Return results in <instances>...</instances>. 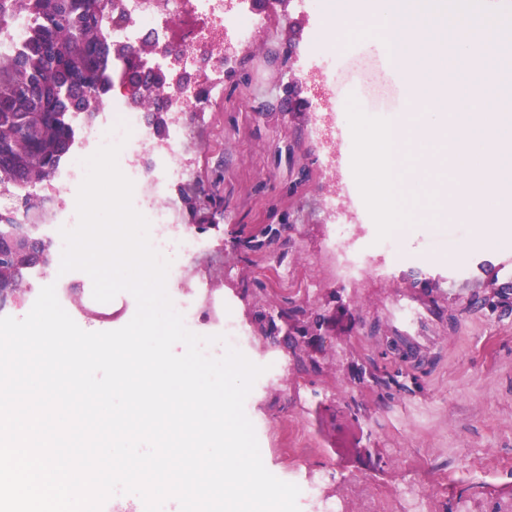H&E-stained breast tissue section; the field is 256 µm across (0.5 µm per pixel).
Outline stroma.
Listing matches in <instances>:
<instances>
[{"label": "stroma", "instance_id": "35a3bbf8", "mask_svg": "<svg viewBox=\"0 0 512 512\" xmlns=\"http://www.w3.org/2000/svg\"><path fill=\"white\" fill-rule=\"evenodd\" d=\"M250 8L263 25L251 43L228 37L222 99L189 116L183 146L198 177L170 195L212 247L191 271L231 301L250 336L245 356L288 366L244 405L266 469L319 485L300 512H320L325 497L341 512H512V274L500 269L512 225L484 244L430 208L394 232L393 249H375L373 220L344 193L351 136L336 135L330 117L354 91L366 114L404 118L379 36L341 55L307 0ZM336 224L373 248L357 280L333 272ZM284 273L315 286L281 288ZM405 295L433 308L429 340L409 362L384 343ZM269 311L288 316L273 344Z\"/></svg>", "mask_w": 512, "mask_h": 512}]
</instances>
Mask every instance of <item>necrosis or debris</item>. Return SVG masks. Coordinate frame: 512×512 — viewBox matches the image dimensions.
<instances>
[{
    "label": "necrosis or debris",
    "mask_w": 512,
    "mask_h": 512,
    "mask_svg": "<svg viewBox=\"0 0 512 512\" xmlns=\"http://www.w3.org/2000/svg\"><path fill=\"white\" fill-rule=\"evenodd\" d=\"M124 20L113 26L112 40L116 43L145 49L155 67L180 71L186 82L169 87L167 101L168 131L160 139L147 137L146 110L132 105L131 95L122 79L112 82L108 99L95 102L92 122L76 119L75 147L69 159L58 169L55 180L65 196L53 198L48 212L38 227L55 251H62L61 229L74 228L78 222L76 195L85 170L82 159L91 156L100 147L121 144L118 159L120 169L134 183L132 203L149 223V238L154 249L170 262L168 275L180 284L173 297V305L182 315L187 328L195 326V311L203 309L208 321L217 327L221 342L205 346V353L221 357L225 346L240 347L247 341L242 326L235 322L230 303L223 295L201 287L198 279L188 277L187 262L206 249L203 239L190 226L180 223L175 205L166 193L170 187L192 180L194 169L182 144L188 124L185 114L189 107L204 103L205 88H218L223 80L222 70L211 71L204 85H191L201 61L221 54L227 27H235L241 40H250L256 22L254 19L229 16L224 12V0H122ZM191 13L202 20L197 27L195 48L186 59L173 61L163 53L165 23ZM74 282L58 280L56 295L64 310L75 320L94 319L109 322L117 314L111 304L96 301L91 294H83L81 302H74L69 289Z\"/></svg>",
    "instance_id": "1"
}]
</instances>
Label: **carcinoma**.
<instances>
[{
    "mask_svg": "<svg viewBox=\"0 0 512 512\" xmlns=\"http://www.w3.org/2000/svg\"><path fill=\"white\" fill-rule=\"evenodd\" d=\"M124 19L120 0H0V26L26 23L24 47L0 56V194L18 201L32 218L73 146L74 116L112 87V58L133 56L112 42L108 30ZM168 76L154 71L132 99L152 104ZM30 268L0 262V284L28 287Z\"/></svg>",
    "mask_w": 512,
    "mask_h": 512,
    "instance_id": "1",
    "label": "carcinoma"
}]
</instances>
